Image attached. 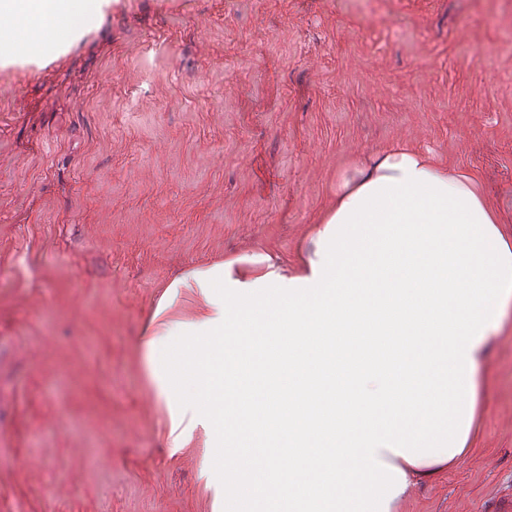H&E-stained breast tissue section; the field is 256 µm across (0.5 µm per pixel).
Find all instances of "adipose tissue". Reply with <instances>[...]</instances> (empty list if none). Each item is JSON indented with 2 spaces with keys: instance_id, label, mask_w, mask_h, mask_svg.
I'll use <instances>...</instances> for the list:
<instances>
[{
  "instance_id": "adipose-tissue-1",
  "label": "adipose tissue",
  "mask_w": 512,
  "mask_h": 512,
  "mask_svg": "<svg viewBox=\"0 0 512 512\" xmlns=\"http://www.w3.org/2000/svg\"><path fill=\"white\" fill-rule=\"evenodd\" d=\"M120 0H0V20L31 16L70 22L63 51L79 41L84 20ZM305 258L296 266L266 250L227 255L165 284L139 358L154 387L158 434L173 452L192 447L197 429L211 430L234 406L224 390V346L262 329L307 344L325 329L359 325L405 337L411 388L391 382L361 394L363 422L289 396L285 420L293 437L318 441L319 457H294L291 469L267 458L257 491L325 512L326 497L345 489L354 468L367 471L368 491L349 497V512H398L417 480L451 467L475 444L484 359L492 336L512 313V225L487 200L476 175L447 159L396 141L337 169L327 206L310 225ZM200 350L190 394L172 374H159L163 345ZM319 473L323 489L304 479Z\"/></svg>"
}]
</instances>
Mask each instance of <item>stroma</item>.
Masks as SVG:
<instances>
[{
	"mask_svg": "<svg viewBox=\"0 0 512 512\" xmlns=\"http://www.w3.org/2000/svg\"><path fill=\"white\" fill-rule=\"evenodd\" d=\"M405 140L475 170L512 224V0H123L53 61L0 68V512H226L218 452L174 456L138 359L166 281L295 259L338 167ZM279 337H239L241 374ZM476 443L400 512L512 490V318ZM222 445L277 457L237 422Z\"/></svg>",
	"mask_w": 512,
	"mask_h": 512,
	"instance_id": "1",
	"label": "stroma"
}]
</instances>
